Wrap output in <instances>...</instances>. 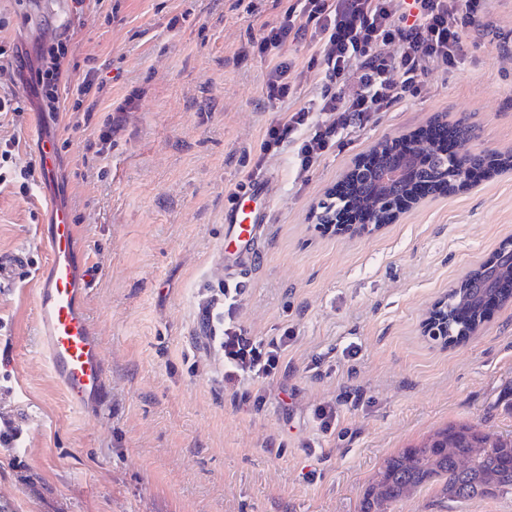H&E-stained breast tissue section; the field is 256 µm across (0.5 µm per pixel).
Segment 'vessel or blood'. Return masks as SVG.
<instances>
[{"label":"vessel or blood","mask_w":512,"mask_h":512,"mask_svg":"<svg viewBox=\"0 0 512 512\" xmlns=\"http://www.w3.org/2000/svg\"><path fill=\"white\" fill-rule=\"evenodd\" d=\"M228 230L247 242L258 230L257 217L232 212ZM49 260L35 279L37 327L49 369L80 412L100 411L106 394V361L86 311L89 269L77 260V226L66 209L55 210L40 228Z\"/></svg>","instance_id":"obj_1"}]
</instances>
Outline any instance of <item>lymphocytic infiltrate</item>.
Listing matches in <instances>:
<instances>
[{
  "label": "lymphocytic infiltrate",
  "mask_w": 512,
  "mask_h": 512,
  "mask_svg": "<svg viewBox=\"0 0 512 512\" xmlns=\"http://www.w3.org/2000/svg\"><path fill=\"white\" fill-rule=\"evenodd\" d=\"M485 13L486 0H293L279 20L263 24L260 39L249 40L238 53L267 56L286 44L311 46V59L322 67L324 82L315 107L289 110L269 124L256 150L258 162H265L281 144L294 142L299 166L308 170L341 130L364 125L417 94L430 70L458 67L464 39L482 26ZM9 25V19L0 16V77H28L40 112L54 117L62 110V92H69L73 128L89 127L96 118L100 141L111 140L134 95L113 101L111 110L96 116L87 100L103 92L108 78L92 67L81 82L64 86L75 65L69 29L40 43L35 62L29 63L18 45L5 37ZM382 44L395 45L394 54L379 52ZM17 154L15 138L0 137V186H13L25 195L40 166L19 162ZM241 294V288L228 285L210 304V339L224 357L225 384L261 385L281 370L295 336L288 330L271 338L249 335L236 320Z\"/></svg>",
  "instance_id": "f902f5d3"
}]
</instances>
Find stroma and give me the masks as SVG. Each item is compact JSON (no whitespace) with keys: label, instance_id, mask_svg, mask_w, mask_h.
I'll use <instances>...</instances> for the list:
<instances>
[{"label":"stroma","instance_id":"1","mask_svg":"<svg viewBox=\"0 0 512 512\" xmlns=\"http://www.w3.org/2000/svg\"><path fill=\"white\" fill-rule=\"evenodd\" d=\"M40 0L9 30L25 50L54 36ZM287 0H118L114 19L90 10L73 30L78 68L110 81L98 112L136 89L98 178L89 131L37 110L27 85L15 136L21 160L41 137L64 147L56 177L22 196L0 191V426L22 432L0 447V512H360L386 460L436 431L468 425L512 439V301L477 332L424 335L434 303L512 240V171L430 194L374 234L325 232L319 203L383 140L416 136L434 118H467L460 155L512 152V0H490L487 29L469 34L463 62L433 70L419 92L363 127L344 130L307 171L297 146L249 179L255 146L276 114L307 104L323 83L304 45H284L296 87L287 103L262 93L268 59L238 55ZM264 213L237 321L253 336L292 331L288 365L255 403L225 388L224 361L202 321L225 268L237 198ZM71 211L93 271L87 314L107 363L103 411L69 402L40 354L33 275L49 253L40 236L50 204ZM335 403L322 432L315 406ZM390 512H512V494L443 500L425 486Z\"/></svg>","mask_w":512,"mask_h":512}]
</instances>
